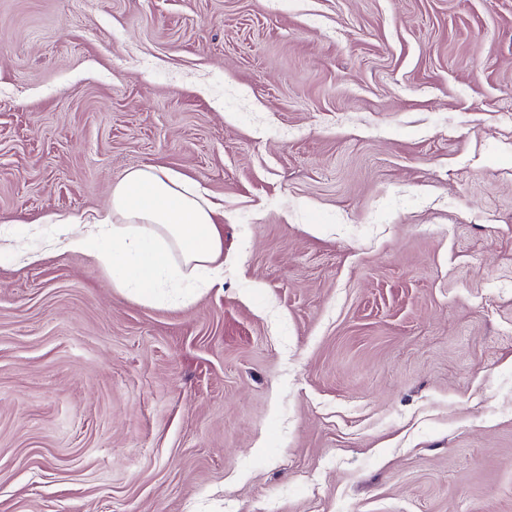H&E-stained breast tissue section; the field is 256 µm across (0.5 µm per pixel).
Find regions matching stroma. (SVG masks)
<instances>
[{"mask_svg": "<svg viewBox=\"0 0 512 512\" xmlns=\"http://www.w3.org/2000/svg\"><path fill=\"white\" fill-rule=\"evenodd\" d=\"M144 165L224 281L0 259V512H512V0H0V225Z\"/></svg>", "mask_w": 512, "mask_h": 512, "instance_id": "1", "label": "stroma"}]
</instances>
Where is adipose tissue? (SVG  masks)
Listing matches in <instances>:
<instances>
[{"instance_id": "ef3b65f1", "label": "adipose tissue", "mask_w": 512, "mask_h": 512, "mask_svg": "<svg viewBox=\"0 0 512 512\" xmlns=\"http://www.w3.org/2000/svg\"><path fill=\"white\" fill-rule=\"evenodd\" d=\"M216 208L178 174L133 167L113 183L107 215L93 224L48 216L64 252L91 256L112 284L149 302L186 303L224 278V244Z\"/></svg>"}]
</instances>
